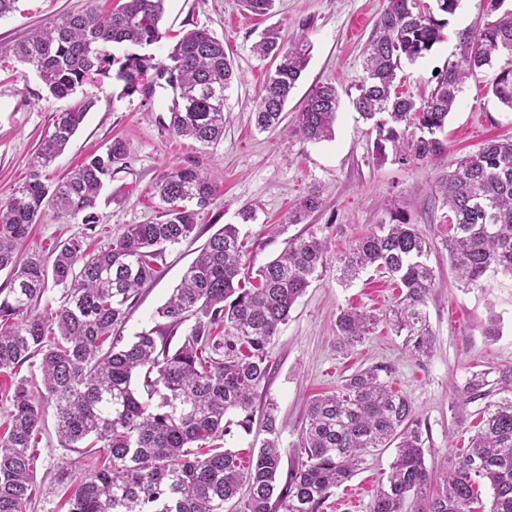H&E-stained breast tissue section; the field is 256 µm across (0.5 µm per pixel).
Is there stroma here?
Here are the masks:
<instances>
[{
  "instance_id": "1",
  "label": "stroma",
  "mask_w": 512,
  "mask_h": 512,
  "mask_svg": "<svg viewBox=\"0 0 512 512\" xmlns=\"http://www.w3.org/2000/svg\"><path fill=\"white\" fill-rule=\"evenodd\" d=\"M116 0H17L13 13L0 19V44L19 39L50 18L77 13L90 4L106 9ZM387 0H275L264 16L253 15L241 0H165L161 28L164 38L148 55L163 63L183 32L207 29L223 40L233 61L235 78L227 92L224 139L218 145L172 135L168 128L170 89L155 88L150 96H125L115 80L92 86L96 103L47 176L63 177L84 158L103 151L112 138L125 141L127 154L114 164L112 178L99 196L98 225L87 230L80 218L45 209L22 248L23 253L48 255L56 242L83 238L89 249L111 246L127 225L157 221V179L167 171L194 167L214 175L219 189L197 220L190 238L167 247L160 273L140 290L120 330L125 341L159 324L157 310L180 282L184 270L203 244L227 224L240 227L246 242V264L258 268L276 257L289 240L311 234L327 240L331 253L349 247L377 225L406 218L429 242V263L436 286L426 302L435 346L430 357H409L404 338L378 323L363 342L344 348L336 333V315L346 308L382 312L395 305L398 291L387 275L369 270L342 284L336 263L328 261L294 305L268 347L270 371L256 399L257 413L267 403L277 406V427L283 446V467H290L308 402L314 396L340 391L346 378L377 363L392 366L393 388L409 398L425 440L429 470L447 467L466 447L469 426L475 425L478 404H456L458 387L472 372L487 367H512V276L488 273L480 286L464 287L448 264L442 241L451 215L439 191L440 181L457 161L494 137H512V110L487 92L485 75L468 79L448 116L442 139L446 150L432 161L409 165L375 158V134L352 101L364 77L363 50ZM486 0H460L449 17L443 39L415 62L403 64L401 90L420 99L435 86V69L460 60L466 34L494 20ZM281 42L305 35L309 63L284 109L277 129L259 131L253 121L271 59L254 52L267 33ZM331 83L341 93L332 139L313 143L294 136L297 112L312 89ZM75 98L49 96L36 72L9 61L0 66V199L29 175V164L41 139L51 131L56 113L73 107ZM319 193L322 205L300 224L284 218L299 198ZM249 210L254 218L241 223ZM497 335H489V325ZM395 451L386 448L367 456L361 469L332 490L323 512H336L345 500L347 512H368L372 495L385 481ZM38 460L29 512H60L63 489L56 481L60 468L81 472L97 467V456L62 447L53 401H45L38 427Z\"/></svg>"
}]
</instances>
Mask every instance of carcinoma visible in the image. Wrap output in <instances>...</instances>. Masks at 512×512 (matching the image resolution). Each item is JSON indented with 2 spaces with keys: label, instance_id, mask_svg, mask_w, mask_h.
<instances>
[{
  "label": "carcinoma",
  "instance_id": "carcinoma-1",
  "mask_svg": "<svg viewBox=\"0 0 512 512\" xmlns=\"http://www.w3.org/2000/svg\"><path fill=\"white\" fill-rule=\"evenodd\" d=\"M459 0H388L367 41L353 103L376 132V159L386 144L401 164L433 160L446 146L444 132L465 82L492 71L489 90L512 110V11L471 33L461 60L448 65L430 93L416 102L396 92L402 62H415L443 38ZM164 0H119L102 12L53 18L27 37L0 48L32 67L54 98L82 92L78 105L55 115L52 130L35 152L29 179L0 200V271L9 285L0 289V370L40 357L44 390L54 400L57 433L64 448H87L104 465L78 473L62 468L58 481L72 488L67 512H321L332 489L348 481L378 448H395L385 484L369 512H479L481 487L492 491L490 512H512V367L471 374L458 389L468 405L494 394L479 411L481 427L469 448L448 470L429 471L424 440L411 401L386 378L391 366L376 364L354 372L342 391L315 398L308 406L297 444V462L277 488L282 447L275 417L264 416L270 438L247 458L221 446L236 426L253 424L255 399L269 374L267 345L288 321L291 308L328 262L327 242L299 235L273 260L244 276L245 245L235 224L213 234L184 272L180 285L157 310L164 324L125 343L117 336L140 288L156 278L162 251L193 233L197 216L214 200L217 185L196 168L162 174L156 182L162 221L130 224L112 246L88 253L70 238L46 259L22 257L30 226L50 206L97 227L98 198L112 166L127 153L115 137L105 151L56 183L42 179L65 150L95 105L86 87L101 77L140 92L142 75L154 69L179 85L169 108L168 128L177 137L215 146L224 138L225 92L233 79L224 41L193 29L176 41L169 63L139 53L159 42ZM126 47L118 57L112 49ZM305 35L288 44L264 37L254 46L270 57L255 112L265 131L282 113L307 65ZM502 65H497L498 61ZM340 95L335 86L317 87L298 112L293 135L309 142L332 137ZM441 192L452 214L448 262L466 286L480 285L489 271L512 274V138L491 139L461 158ZM321 206L305 196L288 212L299 224ZM430 245L414 225L396 218L359 238L336 256L347 283L373 269L400 288L389 313L348 308L336 315L340 344L362 342L381 320L406 332L411 356H428L434 334L425 311L435 284L428 264ZM64 288V301L38 311L48 281ZM196 318L181 345L169 348L177 330ZM224 325V341L212 330ZM40 396L18 382L12 411L0 433V512H27L33 491L34 441L41 418ZM422 499L425 508L410 507Z\"/></svg>",
  "mask_w": 512,
  "mask_h": 512
}]
</instances>
